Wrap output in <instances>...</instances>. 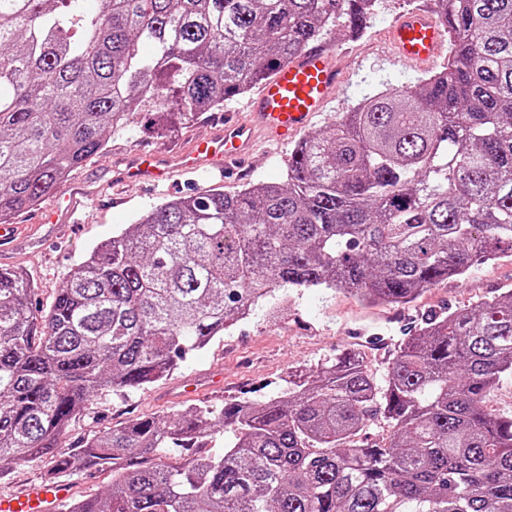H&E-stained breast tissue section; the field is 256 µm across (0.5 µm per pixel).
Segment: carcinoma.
<instances>
[{
	"label": "carcinoma",
	"mask_w": 512,
	"mask_h": 512,
	"mask_svg": "<svg viewBox=\"0 0 512 512\" xmlns=\"http://www.w3.org/2000/svg\"><path fill=\"white\" fill-rule=\"evenodd\" d=\"M448 55L295 147L275 183L165 201L87 251L50 308L0 269V463L112 472L61 512H512V292L430 314L384 385L344 349L267 401L59 440L102 392L168 377L280 288L406 304L512 252V0H432ZM377 0H0V223L148 111L165 137L329 40ZM380 415L390 434L361 438ZM230 430L224 453L205 451ZM172 448L179 458L162 461ZM489 409L504 414H512V373L501 376L497 386L487 397Z\"/></svg>",
	"instance_id": "obj_1"
}]
</instances>
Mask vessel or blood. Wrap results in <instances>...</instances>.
Wrapping results in <instances>:
<instances>
[{"instance_id":"b4317fda","label":"vessel or blood","mask_w":512,"mask_h":512,"mask_svg":"<svg viewBox=\"0 0 512 512\" xmlns=\"http://www.w3.org/2000/svg\"><path fill=\"white\" fill-rule=\"evenodd\" d=\"M388 40L400 59L426 68L440 57L446 31L431 10L400 12L387 29ZM345 79L327 43L313 46L293 61L281 64L247 101V118H225L207 140L170 153L139 151L129 156L119 176L125 181L149 184L171 171H192L210 177L240 163L251 151L258 133L289 140L303 131L337 97ZM71 489L64 483H40L24 492L0 497V512H56Z\"/></svg>"}]
</instances>
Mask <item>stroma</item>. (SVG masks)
Returning <instances> with one entry per match:
<instances>
[{
  "instance_id": "obj_1",
  "label": "stroma",
  "mask_w": 512,
  "mask_h": 512,
  "mask_svg": "<svg viewBox=\"0 0 512 512\" xmlns=\"http://www.w3.org/2000/svg\"><path fill=\"white\" fill-rule=\"evenodd\" d=\"M409 7V0H379L377 12L362 35L354 38L345 30L336 33L337 64L346 84L327 112L313 119L311 131L323 130L366 95L391 86H411L421 78V71L392 58L386 44L387 26ZM217 118V113H205L175 136L159 138L145 130L143 117H135L127 131L111 136L103 154L90 158L70 176L69 186L91 185L94 197L84 201L66 224L38 225L34 208L17 215L18 242L0 251V268L25 271L38 287L37 301L50 305L68 272L96 243L166 200L215 188V181L178 173L167 185L154 189L121 184L115 179V168L140 149L177 148L208 136ZM291 152V147L258 136L245 173L229 171L220 184L233 191L246 182L281 180ZM511 290L510 253L474 265L464 276L428 289L402 305L372 306L325 288L289 289L278 305L260 302L249 320L234 324L165 380L125 395L94 396L72 422L62 445L77 446L138 416L171 415L196 400L219 406L243 397L284 395L290 372L315 370L346 348H359L376 380H383L395 347L422 315L473 306ZM189 377L204 383L193 400L177 395L180 384Z\"/></svg>"
}]
</instances>
